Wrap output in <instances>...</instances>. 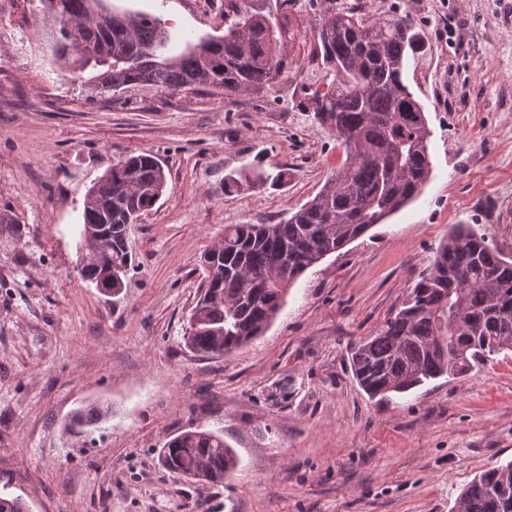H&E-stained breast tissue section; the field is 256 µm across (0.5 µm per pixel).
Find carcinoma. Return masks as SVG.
<instances>
[{"label": "carcinoma", "instance_id": "1", "mask_svg": "<svg viewBox=\"0 0 512 512\" xmlns=\"http://www.w3.org/2000/svg\"><path fill=\"white\" fill-rule=\"evenodd\" d=\"M51 19L56 62L97 94L131 86L157 91L209 89L226 95L260 90L286 72L285 43L296 34L255 0H224V34L178 50L176 37L155 15L109 9L105 0H40ZM311 51L320 82L296 103L330 129L346 152L320 191L276 224H227L205 252L201 294L183 340L191 351L224 356L262 335L281 310L288 289L279 281L289 265L301 276L408 205L431 174V131L407 82L412 59L424 50L414 24L390 15L368 21L354 10L318 13ZM259 160L248 172L224 177L230 193L251 181L278 184ZM167 175L149 152L123 157L87 190L78 234L93 233L80 275L93 286L107 272L126 281L132 265L131 225L151 212ZM447 336V350L433 348ZM512 352V259L490 246L470 224H456L418 275L408 299L374 336L351 351V370L371 397L404 395L445 375ZM109 410L88 404L70 424L96 427ZM162 464L203 484L224 482L238 466L236 451L213 431L186 430L166 442ZM512 489V461L485 470L461 492L454 512H502L498 488ZM0 512H28L20 496L0 494Z\"/></svg>", "mask_w": 512, "mask_h": 512}]
</instances>
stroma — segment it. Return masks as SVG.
Masks as SVG:
<instances>
[{
  "instance_id": "35a3bbf8",
  "label": "stroma",
  "mask_w": 512,
  "mask_h": 512,
  "mask_svg": "<svg viewBox=\"0 0 512 512\" xmlns=\"http://www.w3.org/2000/svg\"><path fill=\"white\" fill-rule=\"evenodd\" d=\"M396 10L428 47L408 83L432 136L430 178L384 223L309 268L255 341L222 357L183 334L228 224H269L315 196L346 154L294 107L321 79L313 11L288 72L255 92L93 95L64 77L40 0H0V486L29 512H453L479 473L512 460V352L392 400L369 398L350 350L392 317L441 241L469 224L512 258V0H344ZM161 17L181 41L224 32L199 0H106ZM144 151L168 186L129 231L127 288L79 275L88 187ZM285 184L225 193L255 157ZM95 401L98 427L71 429ZM220 431L239 465L204 486L162 466L188 429ZM109 410L97 404H88L74 411L70 424L80 428L97 427L109 416Z\"/></svg>"
}]
</instances>
